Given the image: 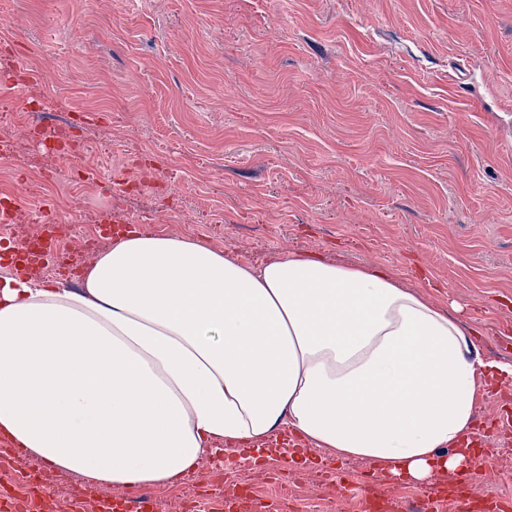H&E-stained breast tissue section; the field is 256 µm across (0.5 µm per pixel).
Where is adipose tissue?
<instances>
[{
    "label": "adipose tissue",
    "instance_id": "ef3b65f1",
    "mask_svg": "<svg viewBox=\"0 0 512 512\" xmlns=\"http://www.w3.org/2000/svg\"><path fill=\"white\" fill-rule=\"evenodd\" d=\"M492 378L512 363L376 266L133 226L76 287L0 267V437L95 485H173L280 430L420 482L466 465Z\"/></svg>",
    "mask_w": 512,
    "mask_h": 512
}]
</instances>
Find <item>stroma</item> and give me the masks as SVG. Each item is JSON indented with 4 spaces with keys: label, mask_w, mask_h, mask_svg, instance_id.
Wrapping results in <instances>:
<instances>
[{
    "label": "stroma",
    "mask_w": 512,
    "mask_h": 512,
    "mask_svg": "<svg viewBox=\"0 0 512 512\" xmlns=\"http://www.w3.org/2000/svg\"><path fill=\"white\" fill-rule=\"evenodd\" d=\"M0 100L21 161L0 190L60 222L113 219L178 234L255 263L294 250L376 265L481 331L484 357L512 361V0H0ZM45 104L24 108L28 71ZM71 117L90 144L57 163L51 194L31 163L34 122ZM97 171L111 195L71 179ZM512 380L475 405L471 438L489 449L481 484L512 501V430L492 427ZM204 459L157 512H221L224 485L265 512H362L308 459ZM39 478L54 512H95L114 495L16 448L0 447V486Z\"/></svg>",
    "instance_id": "35a3bbf8"
}]
</instances>
